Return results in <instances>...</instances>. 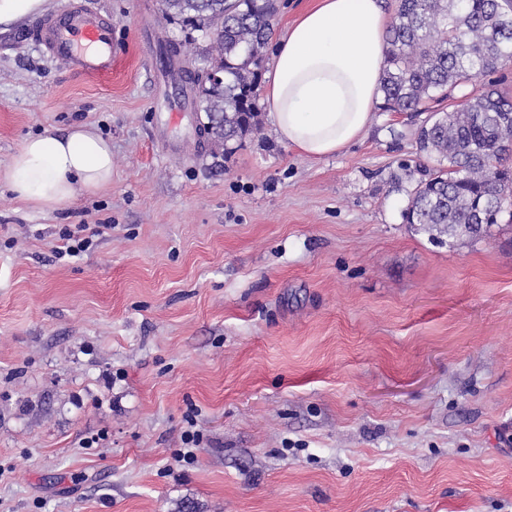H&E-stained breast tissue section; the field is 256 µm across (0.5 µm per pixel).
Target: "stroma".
<instances>
[{
  "label": "stroma",
  "instance_id": "obj_1",
  "mask_svg": "<svg viewBox=\"0 0 512 512\" xmlns=\"http://www.w3.org/2000/svg\"><path fill=\"white\" fill-rule=\"evenodd\" d=\"M98 3L108 78L0 25V168L46 128L112 143L57 210L0 185V512H512V215L415 233L404 112L318 161L265 122L198 145L157 62L194 32Z\"/></svg>",
  "mask_w": 512,
  "mask_h": 512
}]
</instances>
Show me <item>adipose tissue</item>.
Wrapping results in <instances>:
<instances>
[{
  "label": "adipose tissue",
  "instance_id": "adipose-tissue-1",
  "mask_svg": "<svg viewBox=\"0 0 512 512\" xmlns=\"http://www.w3.org/2000/svg\"><path fill=\"white\" fill-rule=\"evenodd\" d=\"M385 0H318L274 44L267 118L278 138L320 160L356 144L381 102ZM0 182L30 207L54 210L112 183V143L95 128L46 129L25 139Z\"/></svg>",
  "mask_w": 512,
  "mask_h": 512
}]
</instances>
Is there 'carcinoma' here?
<instances>
[{
    "mask_svg": "<svg viewBox=\"0 0 512 512\" xmlns=\"http://www.w3.org/2000/svg\"><path fill=\"white\" fill-rule=\"evenodd\" d=\"M275 0H162V14L200 33L195 80L200 128L213 145L257 129L258 67L272 34ZM381 83L385 112H426L418 153L438 167L420 170L405 222L441 244L488 232V214L512 209V98L493 84L454 100L452 92L512 59V0H397Z\"/></svg>",
    "mask_w": 512,
    "mask_h": 512,
    "instance_id": "cac0c4a2",
    "label": "carcinoma"
}]
</instances>
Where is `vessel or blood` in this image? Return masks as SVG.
<instances>
[{
  "label": "vessel or blood",
  "mask_w": 512,
  "mask_h": 512,
  "mask_svg": "<svg viewBox=\"0 0 512 512\" xmlns=\"http://www.w3.org/2000/svg\"><path fill=\"white\" fill-rule=\"evenodd\" d=\"M114 23L92 0H66L27 31L29 40L66 69L90 76L112 70Z\"/></svg>",
  "instance_id": "1"
}]
</instances>
